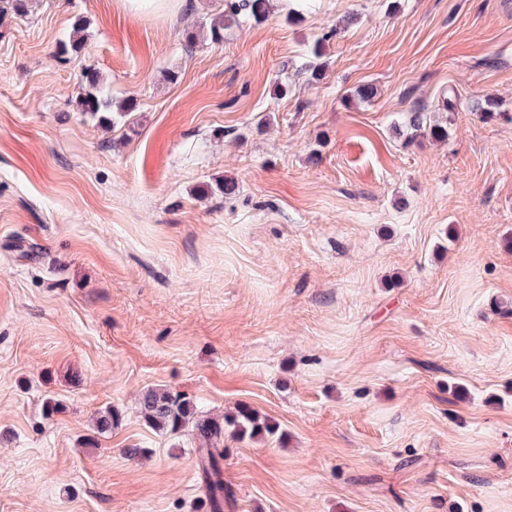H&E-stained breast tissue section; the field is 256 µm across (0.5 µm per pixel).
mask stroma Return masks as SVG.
I'll use <instances>...</instances> for the list:
<instances>
[{
	"label": "stroma",
	"instance_id": "1",
	"mask_svg": "<svg viewBox=\"0 0 512 512\" xmlns=\"http://www.w3.org/2000/svg\"><path fill=\"white\" fill-rule=\"evenodd\" d=\"M215 10L0 23V512H206L151 386L276 423L225 439L224 512H512V0H272L188 42ZM88 67L130 120L78 111ZM450 88L447 142L406 144Z\"/></svg>",
	"mask_w": 512,
	"mask_h": 512
}]
</instances>
